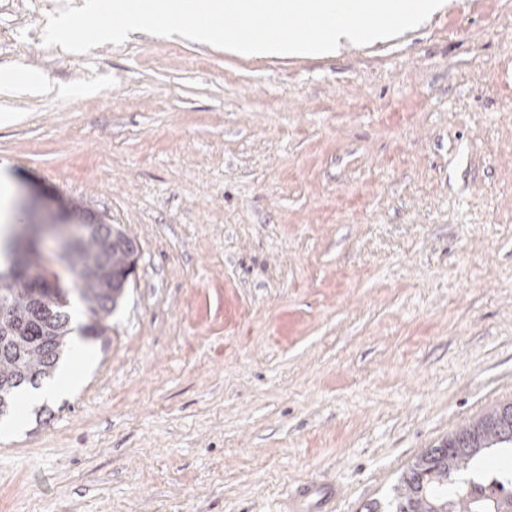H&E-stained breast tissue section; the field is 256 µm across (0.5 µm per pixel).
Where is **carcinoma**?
Returning a JSON list of instances; mask_svg holds the SVG:
<instances>
[{"label":"carcinoma","mask_w":512,"mask_h":512,"mask_svg":"<svg viewBox=\"0 0 512 512\" xmlns=\"http://www.w3.org/2000/svg\"><path fill=\"white\" fill-rule=\"evenodd\" d=\"M135 246L120 228L91 224L66 253L64 263L89 321L81 335L103 342L129 280V250ZM8 267L0 268V409L15 392L53 373L73 332L67 311V284H37L27 274L34 253L11 247ZM512 447V403L461 427L427 449L398 479L395 494L364 512H512V470L484 475L476 460L490 448Z\"/></svg>","instance_id":"carcinoma-1"}]
</instances>
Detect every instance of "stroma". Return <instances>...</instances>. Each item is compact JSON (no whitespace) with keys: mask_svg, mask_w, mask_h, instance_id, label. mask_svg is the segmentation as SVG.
<instances>
[{"mask_svg":"<svg viewBox=\"0 0 512 512\" xmlns=\"http://www.w3.org/2000/svg\"><path fill=\"white\" fill-rule=\"evenodd\" d=\"M0 0L15 221L76 202L137 262L80 384L0 435V512H279L389 499L512 403V0L305 60L138 35L43 43Z\"/></svg>","mask_w":512,"mask_h":512,"instance_id":"35a3bbf8","label":"stroma"}]
</instances>
